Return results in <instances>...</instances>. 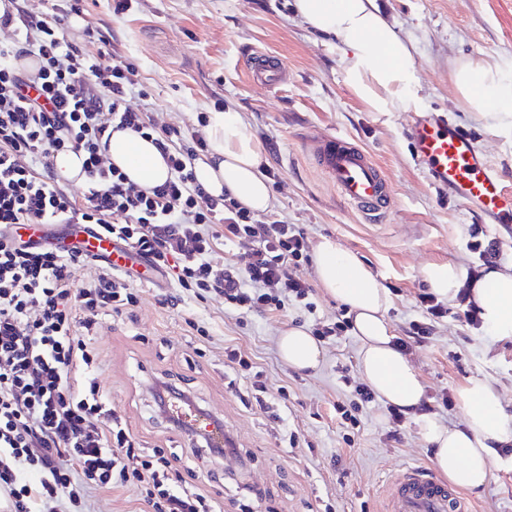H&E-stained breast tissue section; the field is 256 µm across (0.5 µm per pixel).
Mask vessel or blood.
Here are the masks:
<instances>
[{"label":"vessel or blood","mask_w":512,"mask_h":512,"mask_svg":"<svg viewBox=\"0 0 512 512\" xmlns=\"http://www.w3.org/2000/svg\"><path fill=\"white\" fill-rule=\"evenodd\" d=\"M284 67L268 54L254 52L249 75L274 87ZM416 160L429 180L448 190L484 223H512V185L492 167L474 140L442 115L426 113L409 126ZM314 155L341 198L371 218L382 216L391 200L389 180L371 155L339 137L316 141ZM466 499L443 484L429 469L412 466L398 474L387 491L386 512H471Z\"/></svg>","instance_id":"1"}]
</instances>
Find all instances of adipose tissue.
I'll return each mask as SVG.
<instances>
[{"instance_id": "adipose-tissue-1", "label": "adipose tissue", "mask_w": 512, "mask_h": 512, "mask_svg": "<svg viewBox=\"0 0 512 512\" xmlns=\"http://www.w3.org/2000/svg\"><path fill=\"white\" fill-rule=\"evenodd\" d=\"M293 14L319 35L334 39L344 82L367 111L389 115L422 106L417 48L403 39L382 15L376 0H292ZM458 105L491 131L512 135V75L492 57H458L449 62ZM208 148L193 170L212 196L230 194L259 214L273 206L267 161L261 143L240 113H208L203 128ZM106 165L123 171L129 182L149 189L163 183L168 166L154 143L127 129L113 130L104 153ZM315 274L326 291L353 317L360 341L359 372L378 398L414 417L432 450L439 473L457 489L475 493L497 464L498 444L512 439L502 415V400L485 381L469 382L460 393L464 423L443 426L435 416L418 413L425 389L415 366L394 345L386 315L390 297L355 256L334 240L315 249ZM422 276L432 293L454 300L467 284L455 264H430ZM484 325L496 335L512 336V270L493 269L471 283ZM282 359L299 370L316 368L322 350L304 326L284 329L277 338Z\"/></svg>"}]
</instances>
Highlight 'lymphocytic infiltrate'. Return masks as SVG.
<instances>
[{"instance_id":"lymphocytic-infiltrate-1","label":"lymphocytic infiltrate","mask_w":512,"mask_h":512,"mask_svg":"<svg viewBox=\"0 0 512 512\" xmlns=\"http://www.w3.org/2000/svg\"><path fill=\"white\" fill-rule=\"evenodd\" d=\"M66 11L41 14L22 7L0 13V27H16L17 40L0 44V489L11 512H75L84 488L133 485L151 512H217L214 502L187 485L162 448H144L124 419L103 430L93 416L102 397L90 374L97 354L88 338L104 311L116 314L137 300L130 272L104 263L99 276L78 286L75 266L88 262L79 248L60 250L24 240L23 224H81L87 232L120 241L150 268L199 300L215 293L241 314L283 311L313 293L300 269L310 241L298 225L270 221L230 196L213 197L197 183L193 160L207 144L175 147L178 127L157 133L145 112L128 98L136 68L120 61L101 67L70 35ZM33 60L34 71L22 69ZM153 138L169 176L141 189L117 168L104 165L112 129ZM84 152L87 191L67 193L53 176L55 154ZM512 226L488 233L472 225L466 247L467 277L492 269ZM246 240L253 248L245 268L219 260L225 243ZM402 351L427 344L448 308L432 293L417 294Z\"/></svg>"}]
</instances>
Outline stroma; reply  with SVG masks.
Wrapping results in <instances>:
<instances>
[{"label":"stroma","mask_w":512,"mask_h":512,"mask_svg":"<svg viewBox=\"0 0 512 512\" xmlns=\"http://www.w3.org/2000/svg\"><path fill=\"white\" fill-rule=\"evenodd\" d=\"M113 0H81L72 17L76 43L107 67L127 61L141 88L132 107L157 131L179 127L184 143L201 137L202 116L229 107L241 112L261 142L273 174L269 220L299 225L310 243L328 237L356 256L386 288L388 320L405 337L418 315L422 269L431 263L468 267L465 248L478 215L448 192L430 186L415 161L406 127L414 115L375 119L346 87L335 43L296 18L288 0H132L114 15ZM401 37L417 45L424 109L471 133L490 163L512 180V139L489 132L456 104L448 79L453 57L489 55L512 68V0H379ZM92 36H84V28ZM281 61L287 80L267 89L248 75L252 49ZM341 136L368 151L393 190L388 214L365 219L344 203L316 165L314 140ZM137 301L122 314L101 318L92 343L106 406L124 416L148 448L160 446L190 467L192 485L220 503L223 512H381L386 489L406 465L432 466L431 450L413 419L399 440L389 439L388 407L373 401L357 424L337 417L336 402L362 384L360 343L353 332L322 341L323 359L298 372L280 358L276 339L290 325L335 322L341 303L315 288L314 311L289 304L280 313L237 319L213 295L201 301L158 278L134 281ZM208 328L193 335L188 320ZM241 347L264 371L268 411L253 405L247 379L224 362V349ZM409 358L425 385L424 398L459 395L470 380L491 383L512 428V338L468 326L451 305L430 343ZM186 390L201 409L219 416L233 441L224 454L200 447L170 429L154 399L162 373ZM474 512H512V453L493 468L483 490L468 494ZM83 512H148L133 486L87 492Z\"/></svg>","instance_id":"35a3bbf8"}]
</instances>
